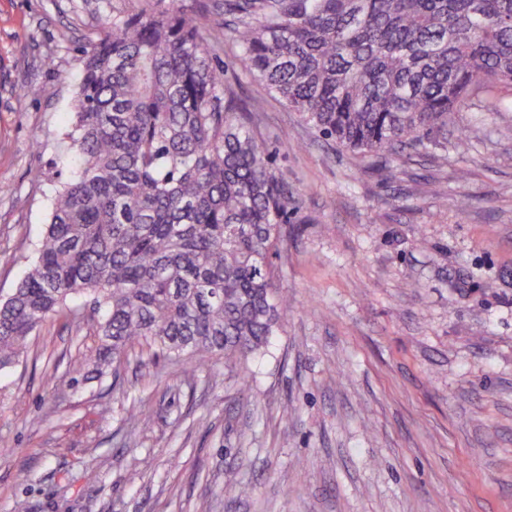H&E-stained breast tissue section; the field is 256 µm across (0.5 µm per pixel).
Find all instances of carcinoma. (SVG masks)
Here are the masks:
<instances>
[{"label":"carcinoma","instance_id":"1","mask_svg":"<svg viewBox=\"0 0 512 512\" xmlns=\"http://www.w3.org/2000/svg\"><path fill=\"white\" fill-rule=\"evenodd\" d=\"M211 7L225 27L203 22ZM226 39L260 94L224 79ZM83 54L76 175L0 300V370L86 294L101 313L94 370L148 348L193 376L214 358L239 366L288 309L272 257L298 201L251 129L267 99L365 158L463 157L453 112L512 92V0H138L112 6Z\"/></svg>","mask_w":512,"mask_h":512}]
</instances>
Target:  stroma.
Listing matches in <instances>:
<instances>
[{"mask_svg":"<svg viewBox=\"0 0 512 512\" xmlns=\"http://www.w3.org/2000/svg\"><path fill=\"white\" fill-rule=\"evenodd\" d=\"M111 15L0 0V299L73 176L81 48ZM455 121L467 157L394 170L269 100L253 132L299 209L272 258L288 311L246 384L133 353L94 378V322L47 320L0 372V512H512V97Z\"/></svg>","mask_w":512,"mask_h":512,"instance_id":"1","label":"stroma"}]
</instances>
